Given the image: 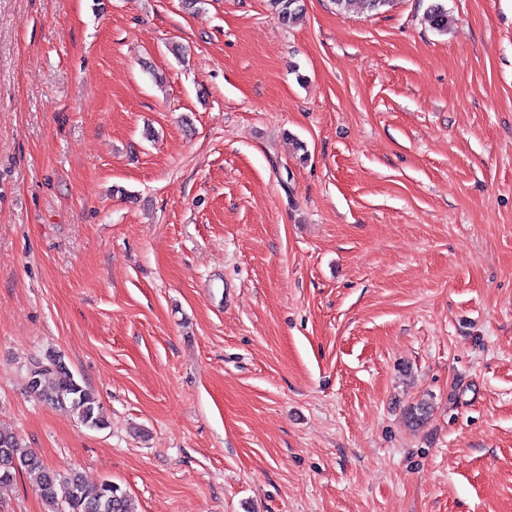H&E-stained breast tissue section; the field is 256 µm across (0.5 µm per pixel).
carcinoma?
Listing matches in <instances>:
<instances>
[{
    "mask_svg": "<svg viewBox=\"0 0 512 512\" xmlns=\"http://www.w3.org/2000/svg\"><path fill=\"white\" fill-rule=\"evenodd\" d=\"M336 11L356 7L364 12H380L393 0H333ZM273 14L283 24H294L302 17L300 0H269ZM428 21L439 33L448 32V11L437 2L429 7ZM53 380V391L47 392V380ZM29 391L53 405L69 408L80 422L92 429L106 425L105 416L91 391L80 384L58 355L50 354L47 362H39L31 370ZM29 476L49 512H133L125 492L111 481H104L91 493L76 472L62 475L48 469L35 454H18L13 433L0 429V490L16 481L20 474Z\"/></svg>",
    "mask_w": 512,
    "mask_h": 512,
    "instance_id": "1",
    "label": "carcinoma"
}]
</instances>
